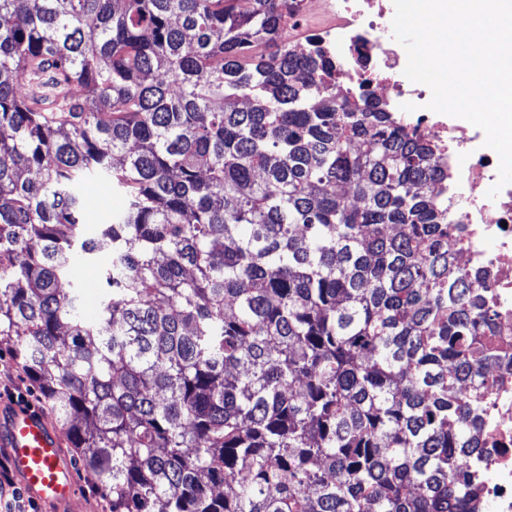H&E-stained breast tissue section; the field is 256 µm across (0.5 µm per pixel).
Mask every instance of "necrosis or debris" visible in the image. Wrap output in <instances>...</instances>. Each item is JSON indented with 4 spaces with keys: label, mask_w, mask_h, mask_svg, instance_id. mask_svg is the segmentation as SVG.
Segmentation results:
<instances>
[{
    "label": "necrosis or debris",
    "mask_w": 512,
    "mask_h": 512,
    "mask_svg": "<svg viewBox=\"0 0 512 512\" xmlns=\"http://www.w3.org/2000/svg\"><path fill=\"white\" fill-rule=\"evenodd\" d=\"M281 23L283 42L307 46L319 39L336 63L342 89L369 82L377 99L415 123L419 134L446 148L448 210L458 231L449 239L467 268L489 270L483 285L496 312L495 341L512 357V184L496 198L488 189L498 178L499 159L479 128L463 130L428 109V87L404 75L407 55L392 38V0H292ZM487 391L484 431L488 439L482 498L493 512H512V366L496 368Z\"/></svg>",
    "instance_id": "obj_1"
}]
</instances>
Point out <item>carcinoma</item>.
Returning a JSON list of instances; mask_svg holds the SVG:
<instances>
[{
	"label": "carcinoma",
	"mask_w": 512,
	"mask_h": 512,
	"mask_svg": "<svg viewBox=\"0 0 512 512\" xmlns=\"http://www.w3.org/2000/svg\"><path fill=\"white\" fill-rule=\"evenodd\" d=\"M238 2L0 0V342L112 512H486L443 147ZM84 196L93 217L104 216L120 205V200L112 194V185L105 179H95L88 183Z\"/></svg>",
	"instance_id": "1"
}]
</instances>
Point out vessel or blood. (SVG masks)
Masks as SVG:
<instances>
[{"mask_svg":"<svg viewBox=\"0 0 512 512\" xmlns=\"http://www.w3.org/2000/svg\"><path fill=\"white\" fill-rule=\"evenodd\" d=\"M0 448L13 476L41 512H69L76 498L71 460L41 414L0 403Z\"/></svg>","mask_w":512,"mask_h":512,"instance_id":"1","label":"vessel or blood"}]
</instances>
